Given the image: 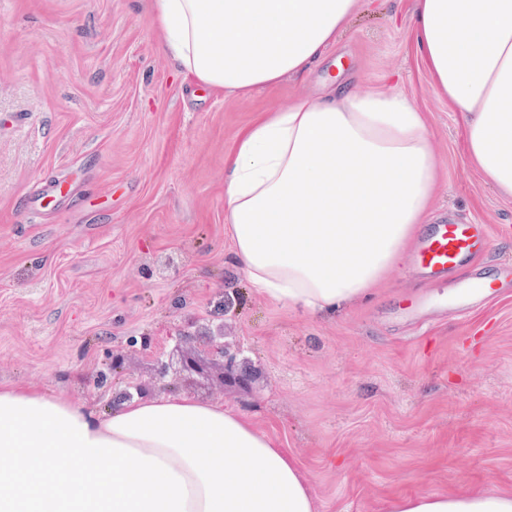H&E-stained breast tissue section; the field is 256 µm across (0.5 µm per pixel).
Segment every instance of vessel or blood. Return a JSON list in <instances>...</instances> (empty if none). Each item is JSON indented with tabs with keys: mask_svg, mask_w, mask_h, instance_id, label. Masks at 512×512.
Wrapping results in <instances>:
<instances>
[{
	"mask_svg": "<svg viewBox=\"0 0 512 512\" xmlns=\"http://www.w3.org/2000/svg\"><path fill=\"white\" fill-rule=\"evenodd\" d=\"M485 237L484 225L451 215L419 241L413 261L425 281H442L483 247Z\"/></svg>",
	"mask_w": 512,
	"mask_h": 512,
	"instance_id": "b4317fda",
	"label": "vessel or blood"
}]
</instances>
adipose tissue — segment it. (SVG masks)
<instances>
[{"label": "adipose tissue", "instance_id": "obj_1", "mask_svg": "<svg viewBox=\"0 0 512 512\" xmlns=\"http://www.w3.org/2000/svg\"><path fill=\"white\" fill-rule=\"evenodd\" d=\"M359 0H151L179 72L247 95L304 74ZM417 50L465 124L467 161L512 201V0H416ZM439 168L405 95L347 90L269 111L224 169L230 264L268 300L332 315L370 297L428 223ZM0 512H317L294 456L235 407L179 393L103 414L0 382ZM386 512H512L461 487Z\"/></svg>", "mask_w": 512, "mask_h": 512}]
</instances>
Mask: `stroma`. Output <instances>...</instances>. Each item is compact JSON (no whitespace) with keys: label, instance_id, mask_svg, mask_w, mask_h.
I'll return each mask as SVG.
<instances>
[{"label":"stroma","instance_id":"stroma-1","mask_svg":"<svg viewBox=\"0 0 512 512\" xmlns=\"http://www.w3.org/2000/svg\"><path fill=\"white\" fill-rule=\"evenodd\" d=\"M413 4L361 0L318 65L240 96L181 80L149 0H0V382L102 409L128 382H152L163 356L175 392L236 406L294 451L318 512L512 491V286L478 301L428 286L407 260L370 299L321 317L260 296L226 264V156L335 73L427 113L434 219L489 226L474 261L484 277L512 265V202L467 163L459 117L417 53ZM211 322L250 386L181 371L183 333Z\"/></svg>","mask_w":512,"mask_h":512}]
</instances>
